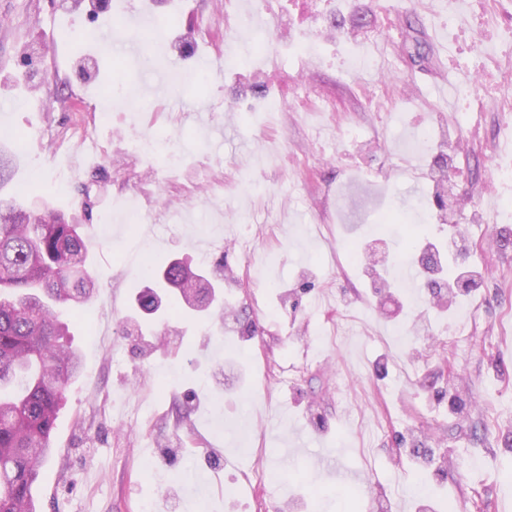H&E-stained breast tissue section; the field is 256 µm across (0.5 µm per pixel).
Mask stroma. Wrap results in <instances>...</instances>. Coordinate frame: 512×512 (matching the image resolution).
<instances>
[{
  "instance_id": "1",
  "label": "stroma",
  "mask_w": 512,
  "mask_h": 512,
  "mask_svg": "<svg viewBox=\"0 0 512 512\" xmlns=\"http://www.w3.org/2000/svg\"><path fill=\"white\" fill-rule=\"evenodd\" d=\"M167 2L165 35L145 43L88 0H0V124L25 143L0 195L85 225L102 312L64 317L83 373L40 512H197V491L208 512H512V245L482 222L512 206L496 182L512 111L495 106V72L453 134L503 18L486 0L453 14L448 0H332V41L314 0H244L231 20L219 0ZM225 51L237 69L196 72ZM106 60L126 98H104ZM137 135L161 138L165 163L133 150ZM440 155L461 200L459 262L481 273L444 312L403 254L407 236L448 233L426 176ZM129 197L135 234L112 221ZM136 248L198 269L223 318L167 300L141 317ZM243 422L263 462L242 449Z\"/></svg>"
}]
</instances>
